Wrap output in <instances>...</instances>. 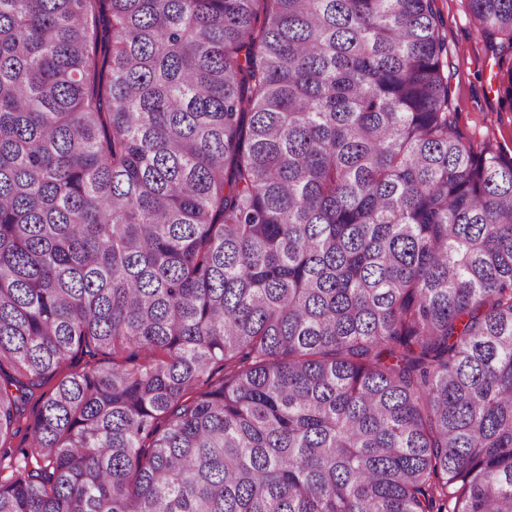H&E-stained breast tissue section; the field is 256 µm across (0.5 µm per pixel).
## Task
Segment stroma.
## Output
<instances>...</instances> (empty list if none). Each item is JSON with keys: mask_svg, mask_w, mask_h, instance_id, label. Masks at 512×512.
Returning <instances> with one entry per match:
<instances>
[{"mask_svg": "<svg viewBox=\"0 0 512 512\" xmlns=\"http://www.w3.org/2000/svg\"><path fill=\"white\" fill-rule=\"evenodd\" d=\"M435 8L447 37L444 73L459 132L473 144L491 140L512 154V110L502 106L496 78L504 39L485 40L463 0H435Z\"/></svg>", "mask_w": 512, "mask_h": 512, "instance_id": "obj_1", "label": "stroma"}]
</instances>
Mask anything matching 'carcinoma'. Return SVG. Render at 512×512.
Segmentation results:
<instances>
[{
	"label": "carcinoma",
	"instance_id": "obj_1",
	"mask_svg": "<svg viewBox=\"0 0 512 512\" xmlns=\"http://www.w3.org/2000/svg\"><path fill=\"white\" fill-rule=\"evenodd\" d=\"M433 4L0 0V512H512V157Z\"/></svg>",
	"mask_w": 512,
	"mask_h": 512
}]
</instances>
